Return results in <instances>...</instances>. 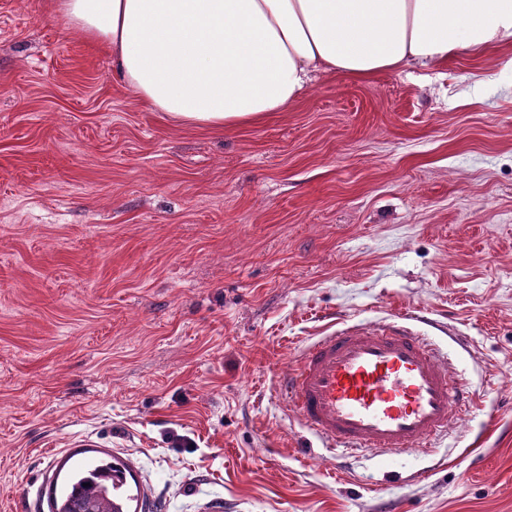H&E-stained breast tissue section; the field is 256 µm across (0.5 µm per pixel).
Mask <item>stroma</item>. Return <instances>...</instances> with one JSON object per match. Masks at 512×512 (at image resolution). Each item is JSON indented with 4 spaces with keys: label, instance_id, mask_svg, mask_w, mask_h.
Returning <instances> with one entry per match:
<instances>
[{
    "label": "stroma",
    "instance_id": "obj_1",
    "mask_svg": "<svg viewBox=\"0 0 512 512\" xmlns=\"http://www.w3.org/2000/svg\"><path fill=\"white\" fill-rule=\"evenodd\" d=\"M397 317L480 408L336 464L271 392L332 322ZM105 453L148 512H512V44L316 72L212 130L151 111L53 0H0V512Z\"/></svg>",
    "mask_w": 512,
    "mask_h": 512
}]
</instances>
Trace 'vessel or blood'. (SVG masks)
<instances>
[{"label":"vessel or blood","mask_w":512,"mask_h":512,"mask_svg":"<svg viewBox=\"0 0 512 512\" xmlns=\"http://www.w3.org/2000/svg\"><path fill=\"white\" fill-rule=\"evenodd\" d=\"M274 399L343 459L427 448L475 406L427 337L398 322L353 325L309 344Z\"/></svg>","instance_id":"1"}]
</instances>
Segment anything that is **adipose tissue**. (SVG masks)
<instances>
[{"mask_svg": "<svg viewBox=\"0 0 512 512\" xmlns=\"http://www.w3.org/2000/svg\"><path fill=\"white\" fill-rule=\"evenodd\" d=\"M156 112L221 129L288 108L310 70L367 77L512 42V0H55Z\"/></svg>", "mask_w": 512, "mask_h": 512, "instance_id": "adipose-tissue-1", "label": "adipose tissue"}]
</instances>
